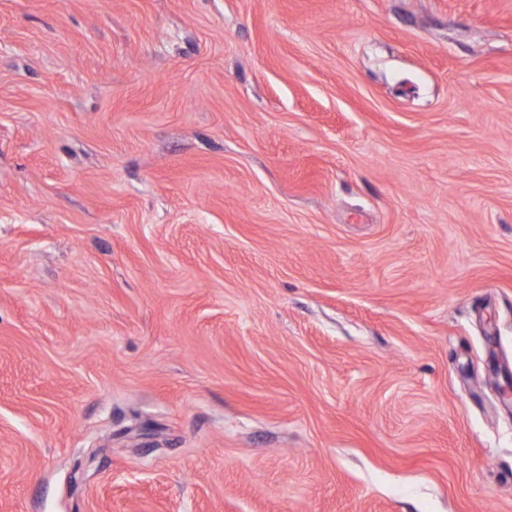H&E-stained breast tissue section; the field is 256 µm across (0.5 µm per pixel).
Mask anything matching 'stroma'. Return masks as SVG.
Wrapping results in <instances>:
<instances>
[{"mask_svg":"<svg viewBox=\"0 0 512 512\" xmlns=\"http://www.w3.org/2000/svg\"><path fill=\"white\" fill-rule=\"evenodd\" d=\"M512 0H0V512H512Z\"/></svg>","mask_w":512,"mask_h":512,"instance_id":"35a3bbf8","label":"stroma"}]
</instances>
